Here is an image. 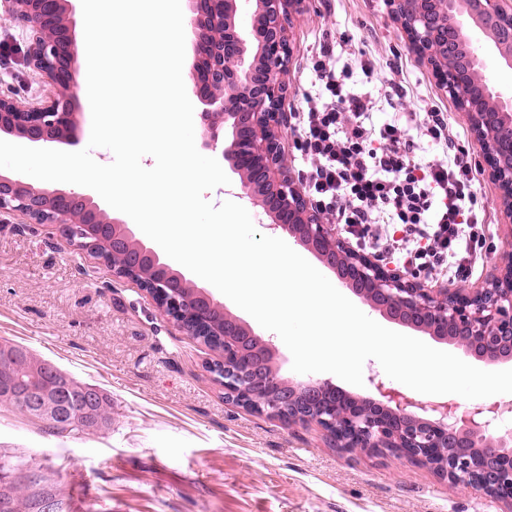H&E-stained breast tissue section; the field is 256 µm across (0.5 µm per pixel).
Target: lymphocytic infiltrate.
Segmentation results:
<instances>
[{
  "label": "lymphocytic infiltrate",
  "instance_id": "1",
  "mask_svg": "<svg viewBox=\"0 0 512 512\" xmlns=\"http://www.w3.org/2000/svg\"><path fill=\"white\" fill-rule=\"evenodd\" d=\"M313 70L327 96L307 97L298 129L312 162L309 193L317 209L357 243L414 273L446 268L467 277L479 245L469 219L472 167L455 154L435 165L415 161L404 127L387 123L376 133L365 127L373 102L347 88L332 60H317ZM382 213L397 233L377 230Z\"/></svg>",
  "mask_w": 512,
  "mask_h": 512
}]
</instances>
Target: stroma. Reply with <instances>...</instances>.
Here are the masks:
<instances>
[{
	"label": "stroma",
	"mask_w": 512,
	"mask_h": 512,
	"mask_svg": "<svg viewBox=\"0 0 512 512\" xmlns=\"http://www.w3.org/2000/svg\"><path fill=\"white\" fill-rule=\"evenodd\" d=\"M286 111L321 95L320 48L371 97L366 126L398 123L422 163L446 160L424 136L425 113L453 129L477 172L483 246L469 286L498 263L512 229L471 130L432 68L418 61L386 0H310L290 18ZM32 38L0 19V95L39 106L54 93L23 63ZM0 342L26 347L111 400V423L53 435L0 404V453L32 460L69 512H512V503L452 488L429 466L390 453L337 448L318 425H288L227 399L218 358L162 315L132 280L77 250L59 225L0 214Z\"/></svg>",
	"instance_id": "1"
}]
</instances>
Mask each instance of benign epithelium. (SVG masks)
I'll use <instances>...</instances> for the list:
<instances>
[{"instance_id": "1", "label": "benign epithelium", "mask_w": 512, "mask_h": 512, "mask_svg": "<svg viewBox=\"0 0 512 512\" xmlns=\"http://www.w3.org/2000/svg\"><path fill=\"white\" fill-rule=\"evenodd\" d=\"M6 15L33 33L27 66L52 83L56 95L40 107L25 108L0 96V133L34 144L69 139L73 129L72 46L76 32L67 24L72 0H5ZM309 0H255V22L243 34L236 26L237 0H187L195 42L189 84L204 105L207 121L203 146L220 151L244 196L261 197L272 218L266 228L289 232L296 245L316 255L337 273L339 285L352 288L388 319L414 330L432 329L440 341H453L488 364L512 360V240L501 265L479 288H432L389 269L370 253L345 243L334 224L323 222L301 181L285 163L283 140L288 117L283 107L282 76L291 56L287 25ZM405 31L410 50L429 64L466 118L491 180L504 190L501 205L512 223V0H387ZM469 50L461 68L448 58V37ZM19 211L35 224H60L79 250L103 260L121 253L125 266L116 275L136 278L152 272L142 288L167 318L188 317L202 327L208 311L221 301L192 283L151 247L138 239L123 219H106L87 193L35 187L19 177L0 175V213ZM224 337L222 360L209 365L214 379L238 405L271 415L288 413L291 425L315 422L336 433L348 450L396 453L435 466L456 485L484 490L512 500V448L504 452L490 433L499 403H479L457 413L450 402L417 400L371 376L378 398L369 403L323 401L329 383L309 380L288 385L266 374L263 363H238L245 344L273 347L237 317L209 332ZM0 388L18 394L30 416L42 423L67 426L72 405L81 420L98 423L101 390L85 385L73 395L71 377L53 363H39L36 377L1 380Z\"/></svg>"}]
</instances>
